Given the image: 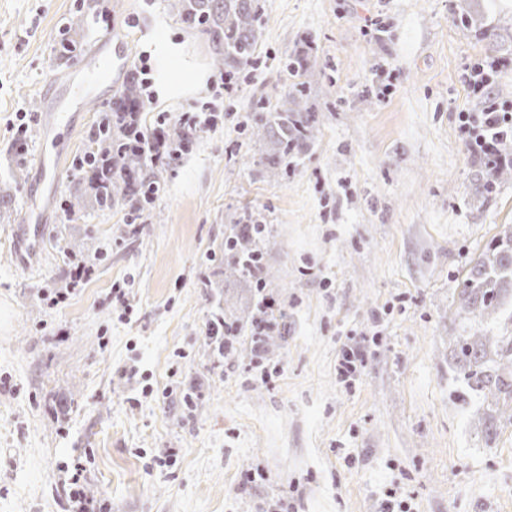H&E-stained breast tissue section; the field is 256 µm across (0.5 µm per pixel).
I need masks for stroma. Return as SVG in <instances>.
Listing matches in <instances>:
<instances>
[{"mask_svg":"<svg viewBox=\"0 0 512 512\" xmlns=\"http://www.w3.org/2000/svg\"><path fill=\"white\" fill-rule=\"evenodd\" d=\"M461 2L263 0L256 58L228 94L207 35L169 0H0V512H70L60 468L75 458L86 498L110 512H266L279 499L289 512H379L392 488L411 512H512V420L454 359L459 337L512 336L511 299L487 319L459 309L472 260L512 226V181L486 203L472 185L482 164L460 115L479 109L466 74L488 45L460 30ZM73 27L81 49L60 56ZM108 33L129 65L148 57L155 83L162 43L180 48L170 68L184 83L154 90L146 125L209 121L159 163L152 215L73 220L75 161L115 94L88 104L47 193L42 91ZM296 57L316 62L321 125L271 177L249 124L257 101L289 90ZM34 207L46 244L23 267L12 229ZM248 214L266 229L261 294L224 254ZM78 258L93 271L74 288ZM266 293L279 340L258 364L250 330ZM227 314L243 351L231 368L207 336ZM355 341L367 355L346 383L341 350ZM250 471L261 477L244 483Z\"/></svg>","mask_w":512,"mask_h":512,"instance_id":"1","label":"stroma"}]
</instances>
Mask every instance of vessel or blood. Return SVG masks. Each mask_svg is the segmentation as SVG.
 <instances>
[{"label":"vessel or blood","instance_id":"b4317fda","mask_svg":"<svg viewBox=\"0 0 512 512\" xmlns=\"http://www.w3.org/2000/svg\"><path fill=\"white\" fill-rule=\"evenodd\" d=\"M127 55L123 40L105 36L83 63L80 80L68 78L47 86L45 94L53 100L54 106L46 115L47 131L37 158L38 167L45 177L51 179L56 174L62 134L73 133L77 113L85 111L94 90L103 80L110 78L113 71L124 67ZM43 233L44 227L34 212L28 213L23 223L14 226L13 255L19 265H26L28 256L36 255L42 249Z\"/></svg>","mask_w":512,"mask_h":512}]
</instances>
